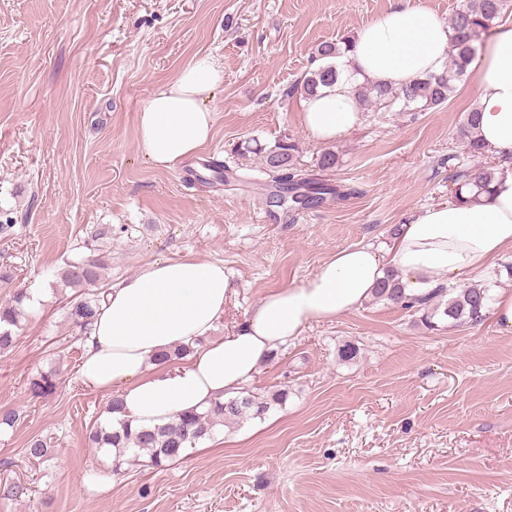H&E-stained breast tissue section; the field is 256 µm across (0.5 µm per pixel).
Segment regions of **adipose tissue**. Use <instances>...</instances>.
Segmentation results:
<instances>
[{
  "label": "adipose tissue",
  "instance_id": "ef3b65f1",
  "mask_svg": "<svg viewBox=\"0 0 512 512\" xmlns=\"http://www.w3.org/2000/svg\"><path fill=\"white\" fill-rule=\"evenodd\" d=\"M452 36L432 10L394 0L336 58L340 80L302 100V126L317 143L335 142L361 123L357 87L404 88L441 73ZM471 69L476 133L499 162L479 203L425 208L400 226L388 247L368 242L337 251L301 284L268 291L236 330L215 340L210 334L235 288L223 262L191 255L150 262L107 289L83 340L80 381L117 393L133 427H161L236 395L309 324L361 309L385 270L401 274L406 295L417 298L432 293L441 274L452 284L491 276L496 260L512 249V23L498 25ZM223 79L213 58L198 57L149 100L138 135L152 166L175 168L210 142L208 103ZM184 346L193 349L184 363L159 361L161 352Z\"/></svg>",
  "mask_w": 512,
  "mask_h": 512
}]
</instances>
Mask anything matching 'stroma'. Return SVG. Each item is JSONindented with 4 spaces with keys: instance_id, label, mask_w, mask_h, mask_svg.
<instances>
[{
    "instance_id": "1",
    "label": "stroma",
    "mask_w": 512,
    "mask_h": 512,
    "mask_svg": "<svg viewBox=\"0 0 512 512\" xmlns=\"http://www.w3.org/2000/svg\"><path fill=\"white\" fill-rule=\"evenodd\" d=\"M391 0H0V263L44 300L0 355V512H512V332L493 316L428 328L383 302L315 323L263 363L258 393L285 405L202 440L181 460L115 474L87 444L106 395L78 380L82 341L65 320L58 272L86 228L112 227L104 278L157 259L219 260L233 294L214 335L262 295L305 281L336 251L384 247L393 228L450 201L449 156L466 161L460 127L474 78L425 112L367 111L334 142L324 179L356 191L287 213L273 206L254 139L289 136L313 169L323 148L300 124L295 86L316 44L354 36ZM214 57L224 80L209 106L211 142L176 168L140 148L138 116L190 61ZM233 168L224 183L211 170ZM355 345L341 361L338 349ZM56 370L59 389L29 381ZM49 454L29 463L31 439ZM24 483L25 494L10 488Z\"/></svg>"
}]
</instances>
